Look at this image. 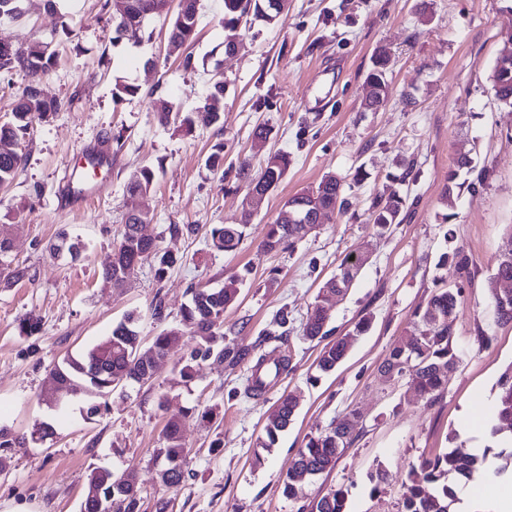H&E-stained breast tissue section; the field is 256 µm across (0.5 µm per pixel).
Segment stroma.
Segmentation results:
<instances>
[{"label": "stroma", "mask_w": 512, "mask_h": 512, "mask_svg": "<svg viewBox=\"0 0 512 512\" xmlns=\"http://www.w3.org/2000/svg\"><path fill=\"white\" fill-rule=\"evenodd\" d=\"M223 16L224 0H200L188 68L168 52V14L152 19L138 47L115 40L98 0H65L56 15L44 0H27L22 17L0 18L2 40L51 41L55 61L42 88L62 103L58 114L33 123L19 175L0 187V224L13 227L9 259L27 270L25 279L0 284V426L18 435L43 421L54 426L44 442L0 448L9 462L0 472V510L80 512L91 473L107 469L136 476L145 512H155L160 500L168 501V512H310L315 498L339 487L348 512H400L402 482L422 458L459 444L492 443L488 412L512 365V323L499 322L490 304L496 259L511 242L512 108L496 101L488 76L508 47L512 0H288L281 21H255L232 33ZM231 34L243 46L228 56L224 41ZM379 47L391 55L390 93L372 112L365 77ZM217 74L224 80L220 131L203 113ZM124 83L138 93L118 92ZM158 100L171 109L164 124L154 111ZM187 116L192 126L183 125ZM259 125L268 127L266 137L255 136ZM218 142L220 175L205 165ZM98 147L112 160L99 172L109 188L74 198L65 189L70 171ZM277 152L287 153L288 169L252 212L239 166L249 161L250 175H257ZM462 152L474 160L472 170H457L466 187L443 198ZM408 161L413 172L399 182ZM144 166L155 171L149 197L155 218L142 232L178 262L161 281L152 262H144L114 288L101 271L136 204L127 181ZM359 171L364 181H355ZM328 174L345 179V210L327 214L294 249L261 248L284 201ZM391 190L407 195L410 207L403 223L380 236L371 204ZM171 224L186 226V233L170 234ZM217 224L246 225L240 249L210 250ZM63 231L84 241L78 260L51 254L50 243ZM349 253L366 261L345 297L329 303L330 336L352 333L365 316L372 324L355 336L344 362L323 373L321 346L304 339L302 327L319 287ZM243 270L247 281L224 313L225 343L259 347L276 312H288V374L261 399L244 396L243 367L209 360L183 381L178 366L199 342L188 334L151 381L101 396L97 415L86 416L81 398L55 410L43 402L50 369L110 335L127 315L137 317L142 342L150 344L163 326L177 324L191 286L218 288ZM440 283L461 291L458 362L431 402L406 397L403 383L383 381L380 366ZM159 299L167 314L162 323L152 317ZM29 313L41 329L25 336L18 323ZM288 393L298 400L297 415L272 448L261 450L263 428ZM193 407L213 409L214 419L188 417ZM350 412L357 437L335 467L302 494L284 495L281 481L307 436ZM181 416L188 468L172 489L158 477L159 450L165 423ZM466 419L476 422L472 432L462 426ZM379 468L387 480L376 488L369 475Z\"/></svg>", "instance_id": "35a3bbf8"}]
</instances>
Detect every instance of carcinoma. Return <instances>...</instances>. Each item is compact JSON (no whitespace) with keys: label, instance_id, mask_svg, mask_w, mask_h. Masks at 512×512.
Returning a JSON list of instances; mask_svg holds the SVG:
<instances>
[{"label":"carcinoma","instance_id":"carcinoma-1","mask_svg":"<svg viewBox=\"0 0 512 512\" xmlns=\"http://www.w3.org/2000/svg\"><path fill=\"white\" fill-rule=\"evenodd\" d=\"M200 0H179L178 10L171 23L168 45L171 52L180 51L193 37L199 14ZM154 5V0H127L126 11L116 14L112 11V0H102L101 11L109 15L115 25L117 38L132 44L142 41V33L147 20L146 12ZM288 6V0H224V27L235 29L244 18L251 16L268 24L277 21ZM27 69L16 72L11 59L0 54V74H16L21 78L22 90L15 97L8 120L0 121V185L11 182L18 174L22 162V143L27 131L36 120H46L61 108L58 101L47 100L41 89L43 78L54 65L55 51L52 42L41 39L28 46ZM389 52L381 47L372 60V67L366 76V84L371 93L366 97V106L388 98L390 85L387 79ZM489 81L496 100L512 107V75L504 78L499 74L498 65H493ZM224 84L216 80L212 83L205 98L209 123L219 124L223 117ZM288 168V156L276 153L270 156L259 176L251 179L247 190H265L278 184ZM154 171L142 168L131 176L127 192L142 200L132 210L125 221L119 243L112 252V262L102 271V279L111 286L121 285L129 278L144 260L155 261V276L161 280L167 270L176 265L178 259L161 251L157 240L147 238L140 232V226L152 220L150 207L145 200L151 190ZM318 197L316 206L321 209L342 210L346 204L344 182L334 175L324 176L316 186ZM407 197L397 191L381 194L372 203L371 220L384 234L394 224L403 221ZM246 237V225L224 224L210 232L211 249L217 252L236 250ZM304 238L297 224H282L279 221L267 225L262 245L269 251L290 248ZM11 249V239L0 228V280L5 283L18 281L26 276V270L12 266L6 260ZM56 257L78 259L84 244L77 238L62 232L50 246ZM358 270L350 256H345L336 269V274L326 279L319 289L318 298L330 296L344 297L352 286ZM494 278L512 282V253L498 256ZM244 278L234 274L220 288H190L191 299L181 310L179 323L167 327L153 338L148 352L156 359L168 356L172 347L189 331L201 336L204 343L196 346L179 368L180 378L193 377L194 368L201 362L213 360L225 363L234 369L248 365L252 369L251 379L245 388V395L252 399L261 398L271 383L288 374L290 357L276 351L253 356L248 348L229 347L224 344V311L238 299L240 285ZM460 292L442 286L438 288L426 305L415 312V322L407 336L401 337L390 348L383 362V369L393 373L394 379L404 382L405 394L421 395L434 402L440 398L448 383V370L455 367L458 355L454 348L453 321ZM504 295L493 292L491 305L501 322H512V302L503 305ZM329 312L317 302L307 315L303 327L305 338L321 340L328 335L325 330ZM350 337L343 336L324 346L318 359V368L323 372L336 369L346 358ZM142 341L136 327V319L129 315L112 328V333L102 341L88 348L77 357H69L55 366L51 373L60 376L69 385L85 396L104 395L118 385L142 383L153 373V363L141 354ZM411 354L413 361L422 364L416 374L403 375L404 356ZM298 403L290 394L282 395L273 415L264 427V439L260 446L269 449L274 445L278 434L288 428L294 420ZM351 413L339 421L332 422L323 431L308 437L303 448L299 449L291 469L282 479L283 493L295 496L302 491L307 471L322 474L332 469L336 460L352 442L353 427ZM496 418L501 424L512 429V366L508 367L499 380V395L496 405ZM183 420L172 418L163 430L166 466L160 471L161 480L168 486L177 488L184 479L188 452L181 442ZM491 448L484 449L477 456L462 446H456L432 458H424L419 466L409 471L404 482L401 512H453L456 501L448 476L470 479L484 473L483 464ZM112 473L100 469L90 477L87 493L111 501L112 512H141V498L138 494L135 477L129 475L121 487H115ZM311 512H346L344 491L332 489L313 501Z\"/></svg>","mask_w":512,"mask_h":512}]
</instances>
